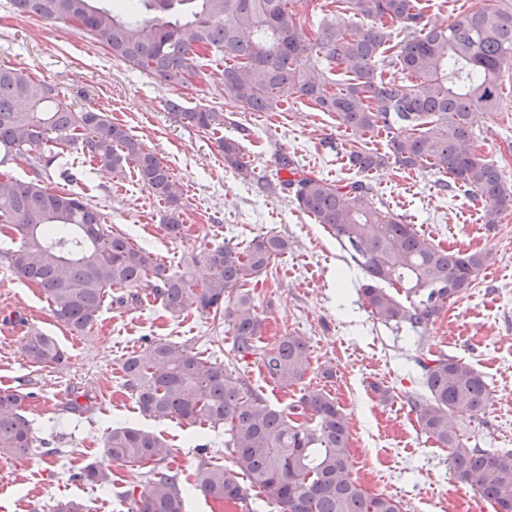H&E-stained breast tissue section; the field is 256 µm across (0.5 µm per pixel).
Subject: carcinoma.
<instances>
[{
    "mask_svg": "<svg viewBox=\"0 0 512 512\" xmlns=\"http://www.w3.org/2000/svg\"><path fill=\"white\" fill-rule=\"evenodd\" d=\"M343 11L370 20L363 28L321 22L308 33L305 20L286 0H10L15 11L48 23L72 22L90 39L141 73L173 88L187 77L205 79L210 56L222 55L224 104L271 112L301 99L334 112L351 131V167L369 175L394 161L408 170L448 175V186H466L486 204L485 221L495 224L512 209L501 170L477 153L474 117L495 112L501 77L512 63V8L494 0L460 12L445 26H428L422 0H334ZM395 25L404 32L391 60L383 46ZM345 79L327 92L325 68ZM399 77H384L386 69ZM184 124L213 133L224 113L207 106L187 108L166 101ZM391 134L389 152L369 147L380 131ZM224 164L242 179L251 176L239 142L222 139ZM69 150L89 158L100 171L121 174L136 167L139 181L166 206L168 233L183 234L181 195L169 166L146 150L129 129L100 108L74 112L57 86L22 69L0 66V167L24 160L32 176L0 174V227L7 242L0 257L23 280L37 285L57 322L81 336L97 323L114 288L122 306L145 288L172 316L195 311L213 315L232 336L235 359L258 357L260 369L282 388L297 386L310 368L299 336L285 334L260 345L263 321L247 285L288 253V238H252L243 249L225 243L201 255L210 276L195 283L187 270L171 273L148 250L115 232L99 211L75 191H52L44 176ZM291 177L279 181L298 208L331 232L362 271L361 298L385 326L420 338L448 302L472 287L490 254L444 249L373 202L372 186L300 172L294 159L278 155ZM404 292L405 298L397 297ZM34 367H57L65 352L38 330L22 339ZM428 397L413 401L427 437L449 450L455 480L475 487L494 512H512V449L469 444L459 417L485 414L488 383L470 364L444 351L415 358ZM124 388L140 413L153 421L177 418L190 426L224 431L230 464L200 459L192 488L219 502H247L246 478L279 512H403L391 495L370 493L351 476V433L340 405L323 388H306L283 410L231 366L204 359L184 346L153 342L122 362ZM31 397L0 388V456L23 459L37 437L22 412ZM114 462L149 466L146 484L129 512H184L178 474L164 465L170 450L161 435L136 426L115 427L104 442ZM108 487L112 472L89 463L72 475Z\"/></svg>",
    "mask_w": 512,
    "mask_h": 512,
    "instance_id": "obj_1",
    "label": "carcinoma"
}]
</instances>
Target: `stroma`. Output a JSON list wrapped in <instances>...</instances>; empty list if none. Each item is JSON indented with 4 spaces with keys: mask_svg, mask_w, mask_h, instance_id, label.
I'll list each match as a JSON object with an SVG mask.
<instances>
[{
    "mask_svg": "<svg viewBox=\"0 0 512 512\" xmlns=\"http://www.w3.org/2000/svg\"><path fill=\"white\" fill-rule=\"evenodd\" d=\"M0 65L56 84L73 110H109L167 163L182 196L184 232L177 239L167 235L165 208L134 169L115 177L73 153L65 158L72 182L63 184L54 175L49 185L79 192L107 224L151 251L169 271H184L192 258L228 239L243 245L262 234L288 237V253L252 284L264 318L262 340L290 333L306 342L311 368L305 384L331 392L346 414L351 474L368 491L394 496L403 512H493L470 486L456 482L447 449L421 431L411 403L424 399L426 390L413 358L422 350H442L481 372L491 401L470 425L473 441L481 448L512 449V345L506 342L512 336V211L498 223H486L482 200L464 187L443 189L444 175L429 169L391 163L370 175L377 207L404 218L440 247L491 257L473 288L450 302L416 343L407 331L370 315L356 293L359 270L350 268L336 239L278 184L282 150L310 175L357 179L347 162L351 135L335 113L299 100L273 112L237 108L219 134L201 132L180 123L165 103L177 98L187 107L223 109V64L211 66L195 86L173 88L113 59L71 23L17 14L9 0H0ZM474 130L479 153L512 187V66L503 72L498 111L478 115ZM223 137L239 142L252 170L249 179L225 167L218 148ZM34 328L57 339L67 353L63 365L39 370L27 363L20 344ZM150 341L175 342L222 361L231 338L200 313L171 317L145 291L139 302L104 305L93 329L74 335L52 317L40 288L0 260V388L28 392L23 408L39 439L32 455L5 459L11 480L0 483V512H51L64 499L96 501L97 512H128V499L72 479L74 470L93 463L111 469L123 489L141 491V468L113 463L104 452L105 436L116 426L162 434L170 446L167 463L184 486L194 480L198 445L214 448L228 462L223 435L176 419L152 421L125 393L121 363ZM326 366L334 378L322 377ZM382 388L387 398L379 397ZM84 393L89 411L72 413L71 399Z\"/></svg>",
    "mask_w": 512,
    "mask_h": 512,
    "instance_id": "obj_1",
    "label": "stroma"
}]
</instances>
